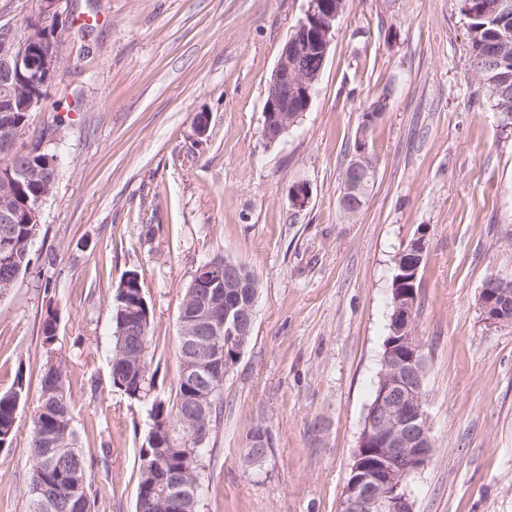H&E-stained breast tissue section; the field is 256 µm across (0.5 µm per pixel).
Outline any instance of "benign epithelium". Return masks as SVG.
Here are the masks:
<instances>
[{"label":"benign epithelium","mask_w":512,"mask_h":512,"mask_svg":"<svg viewBox=\"0 0 512 512\" xmlns=\"http://www.w3.org/2000/svg\"><path fill=\"white\" fill-rule=\"evenodd\" d=\"M336 0H308L305 16L294 27L284 45L268 84L264 111L274 115L267 121L263 139L276 141L286 130L288 113L308 109L315 81L321 76L326 56L336 34ZM69 9L65 0H40L38 13L26 20L29 25L69 26ZM37 59L30 57L27 43L17 27L0 24V84L10 89L20 74L32 88H42L54 79L67 55L66 45L56 39L42 41L36 49ZM480 307L484 319L493 324H506L505 314L512 307V295L506 290H481ZM253 304L224 308V318L211 313L201 321V331L218 336L225 331L231 336L248 334ZM414 306L404 298L397 300L395 325L405 330L413 319ZM406 360H384V368H392L377 390L376 402L367 422L360 447L370 442L379 446L387 465L368 470L364 462L354 467L349 501L345 512H409L407 495L400 492L404 478L426 467L431 456L419 446L417 434L429 431L428 416L421 398L422 385L411 386L402 381Z\"/></svg>","instance_id":"1"}]
</instances>
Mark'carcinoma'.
Returning <instances> with one entry per match:
<instances>
[{
  "label": "carcinoma",
  "instance_id": "1",
  "mask_svg": "<svg viewBox=\"0 0 512 512\" xmlns=\"http://www.w3.org/2000/svg\"><path fill=\"white\" fill-rule=\"evenodd\" d=\"M461 13L467 20L470 65L485 87L490 106L512 124V53L501 59L489 54L500 36L509 35L500 27L496 13L498 0H460ZM32 89L22 82L18 87L20 105L24 109L9 113L7 128L0 127V140L9 142L8 151L0 154V164L23 170L28 177L0 187V210L8 205L13 223H0V295L9 293L19 279L36 263L52 266L54 254L34 255L33 244L39 225L32 222L35 204L54 188L60 177V166L54 164L55 145L40 148L45 133L19 147L17 140L29 128L33 112L25 110ZM383 115V105L375 102L361 114V140L355 144L356 161L344 174L343 209L357 213L365 203L374 180L377 161L370 152L369 139L373 126ZM427 256L426 232L414 238L399 253L391 282V300L399 296L417 298V282L404 272L407 262L423 265ZM212 267L211 280L224 277V268L237 267L245 276L247 287L225 288L223 293L208 294L207 282L192 275L183 291L179 310L177 352L180 366L204 357L211 358V369L195 379L180 375L175 395L155 397L150 404L151 427L140 452L136 512H169L168 499L178 493L174 482L192 488L190 497L181 504V512H200L203 490L204 459L221 423L224 408V384L213 383V374H224L233 366L250 337L222 334L218 338L219 355L205 336L196 335L187 344L186 335L194 332L198 313L207 305L224 312V295H235L242 302L258 298L260 281L244 265L223 257L204 261ZM113 337L112 385L128 398L141 401L150 392L148 356L153 338V314L143 294L138 274L127 272L121 279L112 307ZM57 314L48 312L42 323V347L46 350L44 375L37 405L29 419V452L32 465L26 485V512H90L86 451L78 444L74 427L73 403L67 389V373L54 356ZM421 347L415 326L398 333L389 330L384 347L396 355L408 354L406 340ZM26 397L23 366H18L11 389L0 393V450L12 446L17 430L20 406ZM273 446V435L257 425L246 438L244 461L261 463L267 455L265 446Z\"/></svg>",
  "mask_w": 512,
  "mask_h": 512
}]
</instances>
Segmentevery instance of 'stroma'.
<instances>
[{"instance_id": "35a3bbf8", "label": "stroma", "mask_w": 512, "mask_h": 512, "mask_svg": "<svg viewBox=\"0 0 512 512\" xmlns=\"http://www.w3.org/2000/svg\"><path fill=\"white\" fill-rule=\"evenodd\" d=\"M307 0H75L92 24L71 44L28 136L77 101L61 176L34 248L54 252L0 297V391L28 399L0 451V512H25L28 417L57 313L93 512H135L149 405L112 385V299L136 271L154 320L152 395L173 394L183 290L221 255L261 282L253 336L224 376L202 512H339L389 332L396 256L419 231L418 334L433 461L410 481L414 512H512V324H488V274L512 278V132L474 75L460 0H346L311 105L273 145L268 83ZM375 184L342 208L362 112ZM205 114L206 137L195 118ZM310 187L303 206L289 192ZM275 446L242 462L256 425Z\"/></svg>"}]
</instances>
